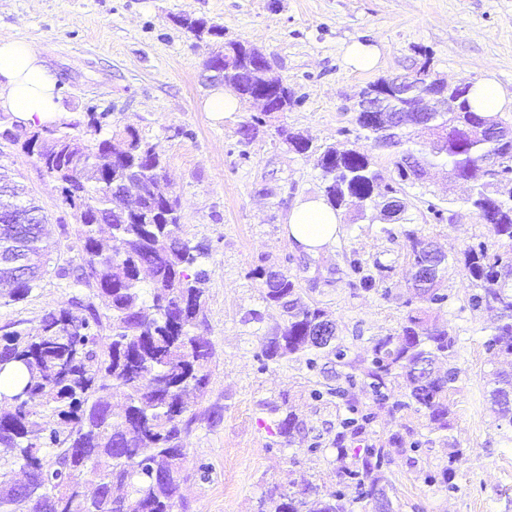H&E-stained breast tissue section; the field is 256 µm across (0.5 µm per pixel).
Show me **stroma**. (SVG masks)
<instances>
[{"mask_svg": "<svg viewBox=\"0 0 512 512\" xmlns=\"http://www.w3.org/2000/svg\"><path fill=\"white\" fill-rule=\"evenodd\" d=\"M190 20L223 29L225 41L258 47L271 74L288 86L294 104L258 125L250 143L242 124L262 116L242 103L238 112L213 120L203 102L213 87L205 62L209 36H195ZM0 38L35 44L59 81L61 121L84 139L118 138L135 131L154 144L181 201L187 237L209 248L203 284L201 329L213 344L203 406L222 411L220 421H198L188 439L185 512H258L267 489L306 492L309 500L336 490V434L346 410L340 398L316 399L312 390L335 384V360L318 370L289 361L261 368L259 340L280 322L279 310L262 298L251 273L274 267L296 278L304 301L324 308L339 327L351 355L364 354L372 338L398 332L413 293L404 239L389 240L379 211L358 216L341 209L335 244L316 255L292 246L283 234L296 199L324 192L314 154L292 151L286 134L313 145L370 151L383 177H392L393 156L372 148L354 122V106L370 84L427 67L431 78L479 82L495 77L512 97V0H0ZM377 46L376 69L357 71L344 61L351 42ZM107 113L101 130L88 127L86 108ZM0 164L43 207L51 258L79 260L75 236L54 182L44 177L19 145L0 139ZM411 229L433 240L450 262L449 299L437 314L457 338L459 377L449 394L452 435L464 451L452 487L426 482L448 465L451 450L427 420L411 411L375 408L364 441L349 452L384 445L400 433L403 445L388 448L386 477L394 512H512V426L497 424L485 401L493 371L512 369V356L492 358L484 347L490 313L468 304L470 286L456 262L469 244L489 233L465 203L466 186L434 173L407 184ZM442 209L435 219L429 205ZM381 262L390 272L383 287L353 284L349 259ZM70 288L46 275L25 300L0 303V335L35 331L43 314L63 304ZM287 400L301 425L290 442L272 430L268 402ZM207 473H200V464Z\"/></svg>", "mask_w": 512, "mask_h": 512, "instance_id": "stroma-1", "label": "stroma"}]
</instances>
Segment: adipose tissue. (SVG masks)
Here are the masks:
<instances>
[{
	"instance_id": "1",
	"label": "adipose tissue",
	"mask_w": 512,
	"mask_h": 512,
	"mask_svg": "<svg viewBox=\"0 0 512 512\" xmlns=\"http://www.w3.org/2000/svg\"><path fill=\"white\" fill-rule=\"evenodd\" d=\"M0 112L24 127L49 125L60 117L57 77L33 43L0 39ZM340 222L323 198L308 195L293 206L285 233L296 248L318 253L335 242Z\"/></svg>"
}]
</instances>
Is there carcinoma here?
<instances>
[{
    "instance_id": "cac0c4a2",
    "label": "carcinoma",
    "mask_w": 512,
    "mask_h": 512,
    "mask_svg": "<svg viewBox=\"0 0 512 512\" xmlns=\"http://www.w3.org/2000/svg\"><path fill=\"white\" fill-rule=\"evenodd\" d=\"M257 82L242 60L238 72L224 74V83L241 95ZM392 117L390 123H372L365 112L355 115L373 147L395 156L396 178L388 191H402L404 167L416 170L419 180L431 168H446L451 177L471 184L467 202L504 249L492 253L481 241L464 250L462 264L472 287L471 307L478 309L481 299L497 313L486 350L512 354V187L503 185V174L512 173V124L495 113L474 111L465 96L459 111L433 112L421 123L406 112ZM42 133L65 141V148L56 153L53 143L36 140L22 151L59 185L81 259L51 268L44 227L29 224L21 236L0 230V255L22 254L29 275L22 281L13 267L0 265L4 303L27 298L49 272L73 288L66 303L43 315L36 333L0 336V372L13 365L26 372L21 385L0 392V403L10 406L0 413V512H31L35 500L49 505L47 512H177L183 505L185 439L198 415L220 418L212 407L198 414L189 406L190 397L205 396L213 352L211 341L197 334L203 324L197 284L207 276L208 247L185 236L176 196L155 197L152 189L169 188L162 160L134 131H127L121 146L109 139L85 141L55 127ZM288 144L299 154L317 153L334 209L357 202L379 206L390 223L381 232L408 242L410 287L420 305L407 311L397 333L372 339L361 360L349 357L336 323L321 307L302 302L292 276L282 273L263 291L285 319L260 339V369L302 359L313 371L322 357L348 369L338 375L341 383L324 393L315 390L312 397L327 393L345 402L350 417L336 436V461L356 486L372 489L386 480L383 448L369 449L354 469L344 465L345 438L363 433L374 418L362 396L372 395L379 406L389 403L395 412L421 413L433 430L451 439L456 337L432 316L448 300L442 288L448 259L429 237L404 228L406 199L390 200L379 192L381 178L368 153L334 146L318 151L299 134L288 136ZM18 208L44 218L23 189L0 178V223ZM103 224L118 246L100 238ZM348 265L366 290L384 282L386 266L377 260L376 276L364 272L357 259ZM145 272L151 278L148 306ZM323 328L328 339L318 342L314 336ZM398 377L406 379L409 392L392 402L390 385ZM114 398L123 402L116 417ZM487 401L497 419L512 426V372L495 374ZM298 425L290 411L276 420V435L288 442ZM269 500V512H353L352 500L340 489L311 508L301 494L272 493Z\"/></svg>"
}]
</instances>
